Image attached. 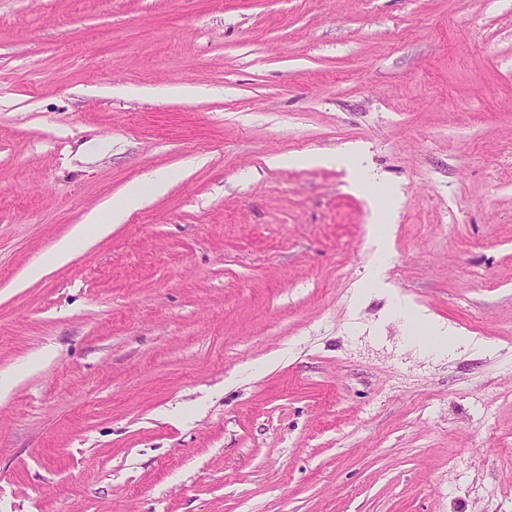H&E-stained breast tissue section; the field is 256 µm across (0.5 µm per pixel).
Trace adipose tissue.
<instances>
[{
  "label": "adipose tissue",
  "instance_id": "1",
  "mask_svg": "<svg viewBox=\"0 0 512 512\" xmlns=\"http://www.w3.org/2000/svg\"><path fill=\"white\" fill-rule=\"evenodd\" d=\"M168 186L169 180L165 177L156 178L146 184L132 185L119 200L113 202L109 211L96 210L89 213L82 224L76 225L67 237L58 242L51 256L52 263L57 266L66 264L71 259L77 245L86 239L88 233L92 232L99 236L106 234L112 225L122 223L149 200L163 195ZM425 326L427 336L420 339L419 344L422 349L433 356L444 357L460 347L480 349L484 346L483 341L462 335L433 320H426Z\"/></svg>",
  "mask_w": 512,
  "mask_h": 512
}]
</instances>
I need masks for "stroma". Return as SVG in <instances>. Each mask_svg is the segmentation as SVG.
Listing matches in <instances>:
<instances>
[{
	"mask_svg": "<svg viewBox=\"0 0 512 512\" xmlns=\"http://www.w3.org/2000/svg\"><path fill=\"white\" fill-rule=\"evenodd\" d=\"M10 375L0 512H512V0H0ZM351 153H346L341 156H308V157H288V156H274L268 160V164L276 167L302 165V164H325V165H338L344 166L348 170L349 180L352 185L359 189L361 192L368 194L379 205V199L376 194L375 181L362 173L357 172L349 163ZM168 186L167 177L156 178L148 184L131 185L119 200L113 202L106 215L102 213V209L89 213L82 224H77L67 237L61 239L52 253V263L57 266L66 264L71 259L76 246L86 239L90 231L97 236L106 234L112 228V223L121 224L149 200L163 195ZM413 316L427 328L426 338L418 339V344L429 354L436 357H445L448 353L459 347L490 350L489 344L475 339L473 336H464L456 330L440 325L419 312H412Z\"/></svg>",
	"mask_w": 512,
	"mask_h": 512,
	"instance_id": "35a3bbf8",
	"label": "stroma"
}]
</instances>
